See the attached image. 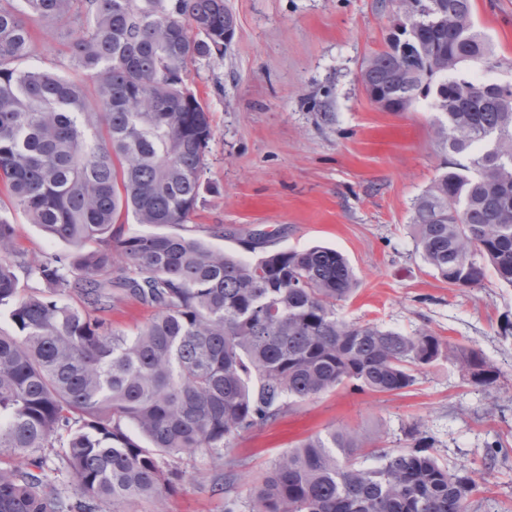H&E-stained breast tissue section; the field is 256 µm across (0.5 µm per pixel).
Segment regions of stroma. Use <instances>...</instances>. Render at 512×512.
I'll return each mask as SVG.
<instances>
[{
    "label": "stroma",
    "mask_w": 512,
    "mask_h": 512,
    "mask_svg": "<svg viewBox=\"0 0 512 512\" xmlns=\"http://www.w3.org/2000/svg\"><path fill=\"white\" fill-rule=\"evenodd\" d=\"M236 30L223 54L190 65L186 82L214 129L203 188L182 235L245 260L314 245L349 260L358 287L337 312L412 334L426 329L480 351L500 370L493 389L473 384L459 364L439 359L404 392L347 385L292 405L276 421L236 437L223 461L184 459L183 480L163 512H249L256 477L300 440L356 430L374 464L381 448L409 445V428L434 441V454L472 470L469 512H512V288L486 275L478 288L438 279L415 251L414 203L446 152L437 114L420 99L383 110L359 81L363 62L386 46L388 13L376 0H230ZM474 17L499 57L512 59V0H474ZM33 65L71 75L63 24L36 23ZM0 217L22 246L42 257L69 246L47 237L0 188Z\"/></svg>",
    "instance_id": "stroma-1"
}]
</instances>
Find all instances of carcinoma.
I'll return each instance as SVG.
<instances>
[{
    "label": "carcinoma",
    "instance_id": "carcinoma-1",
    "mask_svg": "<svg viewBox=\"0 0 512 512\" xmlns=\"http://www.w3.org/2000/svg\"><path fill=\"white\" fill-rule=\"evenodd\" d=\"M392 2L394 25H410L420 0ZM428 6L423 33L401 35L411 55L390 40L360 79L388 112L432 98L439 140L467 156L414 205L421 258L451 286L479 287L490 268L512 287V84L460 75L492 57L473 0ZM33 20L76 24V77L16 66L37 55ZM234 31L227 0H0V181L71 248L43 260L0 218V306L15 326L0 330V512H158L183 476L174 459L222 460L292 403L347 383L400 393L441 357L477 386L497 382L478 351L428 330L338 317L357 282L335 249L247 261L178 233L120 236L123 215L176 226L194 212L214 132L185 77ZM17 267L45 288L19 287ZM126 298L156 309L132 334L110 318ZM409 437L366 467L353 431L310 436L274 460L251 512H468L474 480Z\"/></svg>",
    "mask_w": 512,
    "mask_h": 512
}]
</instances>
